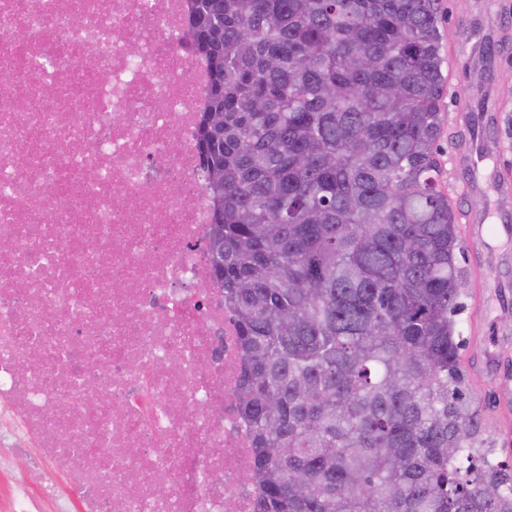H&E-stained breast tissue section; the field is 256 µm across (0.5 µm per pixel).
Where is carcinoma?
<instances>
[{
	"label": "carcinoma",
	"instance_id": "cac0c4a2",
	"mask_svg": "<svg viewBox=\"0 0 512 512\" xmlns=\"http://www.w3.org/2000/svg\"><path fill=\"white\" fill-rule=\"evenodd\" d=\"M254 512H512L477 462L441 0H188Z\"/></svg>",
	"mask_w": 512,
	"mask_h": 512
}]
</instances>
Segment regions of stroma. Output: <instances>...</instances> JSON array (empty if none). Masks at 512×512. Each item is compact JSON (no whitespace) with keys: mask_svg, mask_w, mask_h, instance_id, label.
<instances>
[{"mask_svg":"<svg viewBox=\"0 0 512 512\" xmlns=\"http://www.w3.org/2000/svg\"><path fill=\"white\" fill-rule=\"evenodd\" d=\"M453 52L444 95L449 127L440 141L442 178L461 213V266L470 272L456 317L469 391L488 420L479 450L512 472V216L495 211V185L512 178V0H442ZM497 48L492 73L482 69L478 39ZM479 143L475 168L455 158L465 137ZM497 234H487L488 226Z\"/></svg>","mask_w":512,"mask_h":512,"instance_id":"stroma-1","label":"stroma"}]
</instances>
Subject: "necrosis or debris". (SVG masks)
Wrapping results in <instances>:
<instances>
[{
    "label": "necrosis or debris",
    "mask_w": 512,
    "mask_h": 512,
    "mask_svg": "<svg viewBox=\"0 0 512 512\" xmlns=\"http://www.w3.org/2000/svg\"><path fill=\"white\" fill-rule=\"evenodd\" d=\"M186 25V0H0V512H254Z\"/></svg>",
    "instance_id": "obj_1"
}]
</instances>
